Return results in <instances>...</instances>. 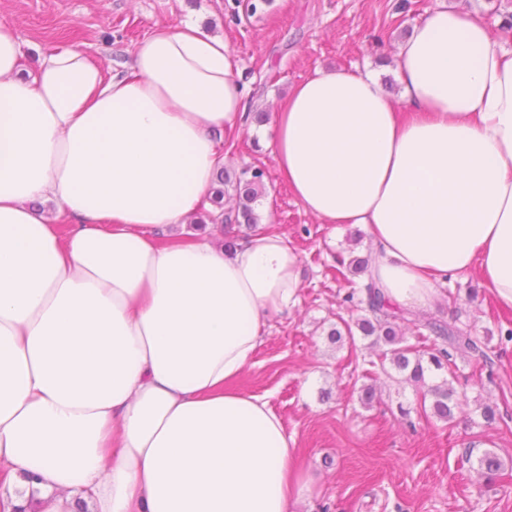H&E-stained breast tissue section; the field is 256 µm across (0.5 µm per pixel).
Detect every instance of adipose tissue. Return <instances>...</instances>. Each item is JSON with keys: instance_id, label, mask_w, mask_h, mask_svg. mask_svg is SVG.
I'll return each instance as SVG.
<instances>
[{"instance_id": "obj_1", "label": "adipose tissue", "mask_w": 512, "mask_h": 512, "mask_svg": "<svg viewBox=\"0 0 512 512\" xmlns=\"http://www.w3.org/2000/svg\"><path fill=\"white\" fill-rule=\"evenodd\" d=\"M0 23V512H292V440L230 388L300 257L259 232L188 231L243 71L197 24H158L129 73L73 49L21 73ZM372 72L315 69L267 147L306 212L368 235L375 284L428 308L476 277L512 311V49L461 5L427 10Z\"/></svg>"}]
</instances>
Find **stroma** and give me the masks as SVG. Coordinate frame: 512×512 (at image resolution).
Wrapping results in <instances>:
<instances>
[{
  "instance_id": "stroma-1",
  "label": "stroma",
  "mask_w": 512,
  "mask_h": 512,
  "mask_svg": "<svg viewBox=\"0 0 512 512\" xmlns=\"http://www.w3.org/2000/svg\"><path fill=\"white\" fill-rule=\"evenodd\" d=\"M436 0H0V21L16 30L24 69L53 50L94 55L104 70L123 71L132 50L157 23L192 21L224 39L244 74L249 107L264 123L247 122L224 150L225 169H262L268 193L256 204L266 228L281 233L301 257L298 305L268 316L262 343L234 388L264 397L294 441L304 496L296 512H512V313L499 312L472 277L448 281L423 320L455 324L478 339L481 353L457 357L448 381L463 400L454 420L424 416L421 397L395 370L364 376L379 347L356 338L336 346L327 332L365 314L346 302L364 278L336 280L335 269L366 255L363 229L340 231L308 214L277 171L265 142L276 106L318 68L367 69L398 96L390 62L397 45ZM375 388L371 404L365 385ZM497 409L494 423L481 415ZM503 462L494 483L477 470L481 444Z\"/></svg>"
}]
</instances>
